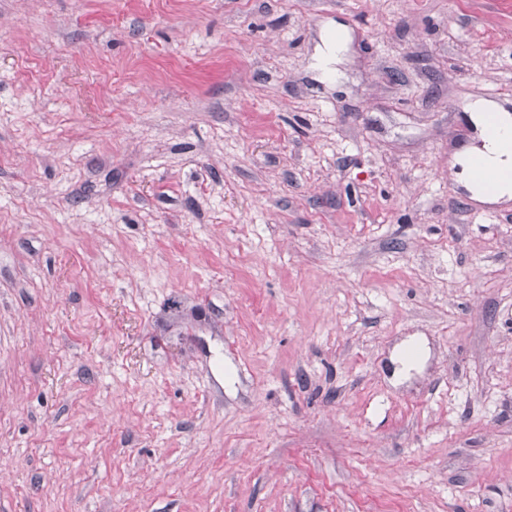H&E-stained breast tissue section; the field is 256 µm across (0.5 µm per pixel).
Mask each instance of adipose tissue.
Instances as JSON below:
<instances>
[{
    "instance_id": "1",
    "label": "adipose tissue",
    "mask_w": 512,
    "mask_h": 512,
    "mask_svg": "<svg viewBox=\"0 0 512 512\" xmlns=\"http://www.w3.org/2000/svg\"><path fill=\"white\" fill-rule=\"evenodd\" d=\"M467 110L472 123L479 130L478 143L466 146L460 154V177L464 185L472 192L474 198L487 199L488 195L503 198L512 196V145L502 143L499 137L492 134L487 127L489 117H496L502 127L512 129V113L506 109L486 100H476L468 104ZM480 158L483 162L501 172L505 178L494 193H487L475 181L471 168L473 158Z\"/></svg>"
}]
</instances>
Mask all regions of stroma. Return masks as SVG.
<instances>
[{"mask_svg": "<svg viewBox=\"0 0 512 512\" xmlns=\"http://www.w3.org/2000/svg\"><path fill=\"white\" fill-rule=\"evenodd\" d=\"M476 98L512 0H0V512H512Z\"/></svg>", "mask_w": 512, "mask_h": 512, "instance_id": "1", "label": "stroma"}]
</instances>
